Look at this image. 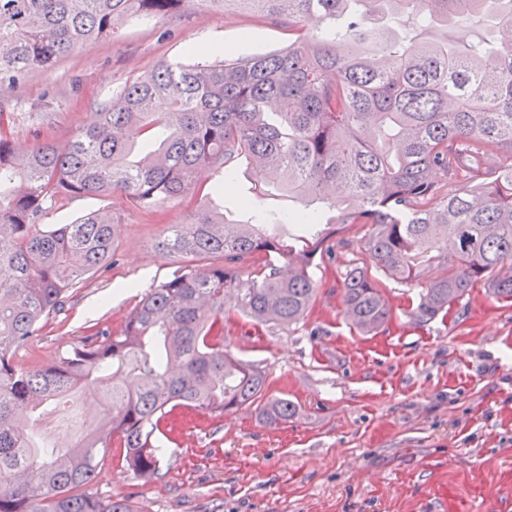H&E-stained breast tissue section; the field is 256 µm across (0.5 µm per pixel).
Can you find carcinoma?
<instances>
[{
	"mask_svg": "<svg viewBox=\"0 0 512 512\" xmlns=\"http://www.w3.org/2000/svg\"><path fill=\"white\" fill-rule=\"evenodd\" d=\"M202 2L288 22V46L230 59L190 49L126 83L66 144L22 152L0 120V512H133L90 484L119 442L137 479L159 475L158 442L177 409L218 421L256 406L270 425L295 404L266 396L267 374L224 348V299L248 323L288 328L316 295L310 269L336 232L362 224L379 275L409 287L420 324L482 287L512 302V0H0V83L48 71L127 18H161ZM494 18V41L459 48L414 31ZM317 16L322 31L302 22ZM247 164L260 200L275 190L296 208L251 207L245 221L210 205ZM122 196L150 209L195 202L156 244L184 258L144 293L122 331L107 329L51 365L15 361L85 275L116 256L109 208L40 225L60 196ZM286 224L283 237L273 229ZM346 316L363 333L391 318L378 275L343 273ZM94 385L110 400L99 425L59 453L27 429L32 413Z\"/></svg>",
	"mask_w": 512,
	"mask_h": 512,
	"instance_id": "cac0c4a2",
	"label": "carcinoma"
}]
</instances>
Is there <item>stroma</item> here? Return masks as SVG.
<instances>
[{
	"mask_svg": "<svg viewBox=\"0 0 512 512\" xmlns=\"http://www.w3.org/2000/svg\"><path fill=\"white\" fill-rule=\"evenodd\" d=\"M289 37L279 21L241 13L228 22L207 2L133 19L49 71L0 85V110L17 146L62 144L112 93L160 62L184 60L190 47L218 44L237 58ZM106 206L121 224L115 262L70 288L19 358L49 364L100 328L120 333L137 294L179 269L180 257L154 245L168 225L189 221L192 208L180 200L148 210L117 196H69L43 221L67 224ZM361 235L360 225L344 228L335 252L313 267L318 293L299 324L254 327L225 314L228 350L265 370L269 395L293 401L294 417L270 426L242 407L217 422L176 418L177 434L194 441L165 449L157 479L134 478L115 449L94 491L128 498L139 512H512V303L476 288L423 325L411 317L415 289L389 280L391 319L362 334L343 306L345 269L368 260ZM58 418L44 439L67 447L95 413L75 393Z\"/></svg>",
	"mask_w": 512,
	"mask_h": 512,
	"instance_id": "35a3bbf8",
	"label": "stroma"
}]
</instances>
